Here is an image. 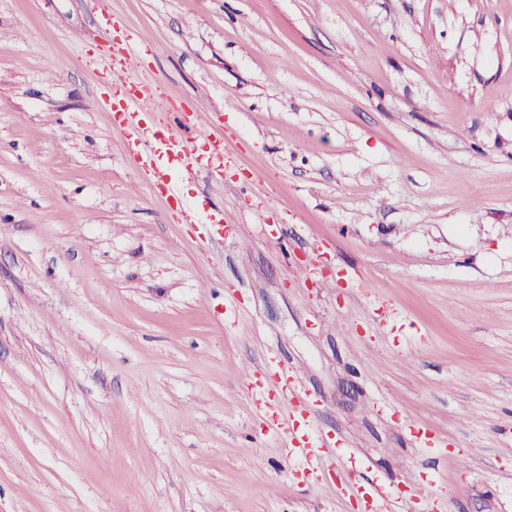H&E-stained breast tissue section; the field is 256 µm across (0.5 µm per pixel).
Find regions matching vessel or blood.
Listing matches in <instances>:
<instances>
[{"label":"vessel or blood","mask_w":512,"mask_h":512,"mask_svg":"<svg viewBox=\"0 0 512 512\" xmlns=\"http://www.w3.org/2000/svg\"><path fill=\"white\" fill-rule=\"evenodd\" d=\"M142 54V45L132 37L118 40L112 61V83L117 94L103 98L100 107L122 116V130L139 168L151 174L153 188L175 200L179 197L180 171L191 165L208 170L222 168L224 136L214 129L202 142L185 138L187 125L180 117L174 126L158 128L152 121L154 88L139 69ZM269 427L287 434L290 452L304 459L309 471L320 470L325 439L313 422L296 423L282 415ZM347 494L362 498L366 512H386L391 498L387 486L376 482L349 484Z\"/></svg>","instance_id":"vessel-or-blood-1"}]
</instances>
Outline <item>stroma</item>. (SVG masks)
Returning a JSON list of instances; mask_svg holds the SVG:
<instances>
[{"instance_id": "1", "label": "stroma", "mask_w": 512, "mask_h": 512, "mask_svg": "<svg viewBox=\"0 0 512 512\" xmlns=\"http://www.w3.org/2000/svg\"><path fill=\"white\" fill-rule=\"evenodd\" d=\"M107 13L224 129L180 203ZM271 357L390 512H512V0H0V512H356L264 433ZM114 42L112 83L118 95L103 98L100 108L123 117L128 147L139 168L152 175V187L179 199V171L182 174L191 166L208 170L223 167L224 135L213 127L203 146L197 138H185L181 131L191 129L181 113H175V127L158 128L151 119L154 88L139 69L142 45L130 36H115Z\"/></svg>"}]
</instances>
